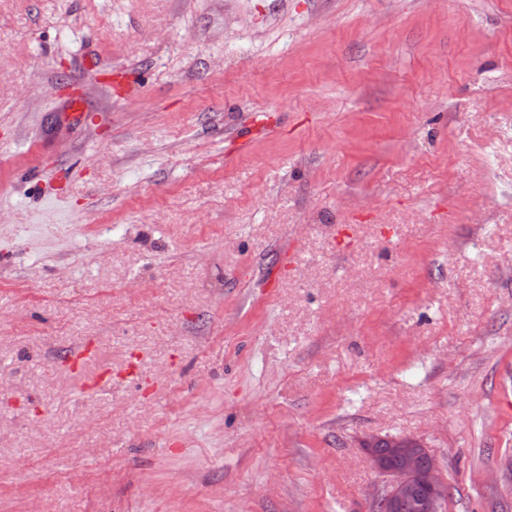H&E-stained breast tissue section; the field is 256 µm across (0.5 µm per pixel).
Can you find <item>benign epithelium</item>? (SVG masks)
<instances>
[{"mask_svg":"<svg viewBox=\"0 0 512 512\" xmlns=\"http://www.w3.org/2000/svg\"><path fill=\"white\" fill-rule=\"evenodd\" d=\"M364 454L386 479L377 498L382 512H443L448 502V483L440 473L436 456L413 437L371 435L362 441Z\"/></svg>","mask_w":512,"mask_h":512,"instance_id":"obj_1","label":"benign epithelium"}]
</instances>
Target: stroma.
I'll use <instances>...</instances> for the list:
<instances>
[{"mask_svg":"<svg viewBox=\"0 0 512 512\" xmlns=\"http://www.w3.org/2000/svg\"><path fill=\"white\" fill-rule=\"evenodd\" d=\"M369 434L512 512V0H0V512H372Z\"/></svg>","mask_w":512,"mask_h":512,"instance_id":"35a3bbf8","label":"stroma"}]
</instances>
